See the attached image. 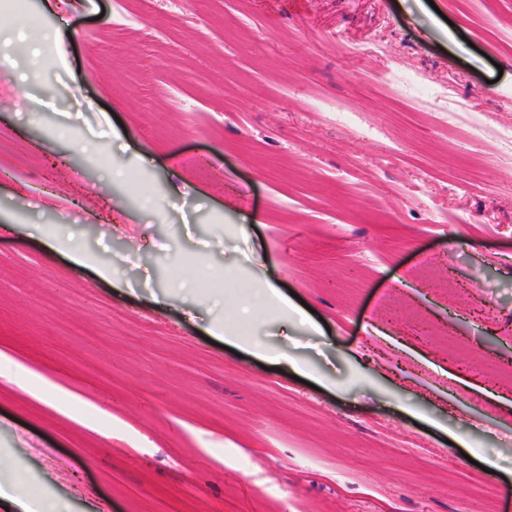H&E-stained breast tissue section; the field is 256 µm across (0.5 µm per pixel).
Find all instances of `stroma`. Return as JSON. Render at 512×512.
<instances>
[{
	"instance_id": "stroma-1",
	"label": "stroma",
	"mask_w": 512,
	"mask_h": 512,
	"mask_svg": "<svg viewBox=\"0 0 512 512\" xmlns=\"http://www.w3.org/2000/svg\"><path fill=\"white\" fill-rule=\"evenodd\" d=\"M0 33V454L72 512H500L512 168L429 104L512 126V0H17ZM265 282L314 325L210 335ZM49 247L54 250L65 253L70 260L79 266H94L97 275L107 281L117 280V275L108 265H94V260L90 254L82 247L73 244L71 239L51 238L47 242ZM210 332L214 336H224V341H227L241 349L251 350L259 354L266 353L261 345L254 341L250 336L239 332L235 326H230L226 322L223 324H214L210 329Z\"/></svg>"
}]
</instances>
